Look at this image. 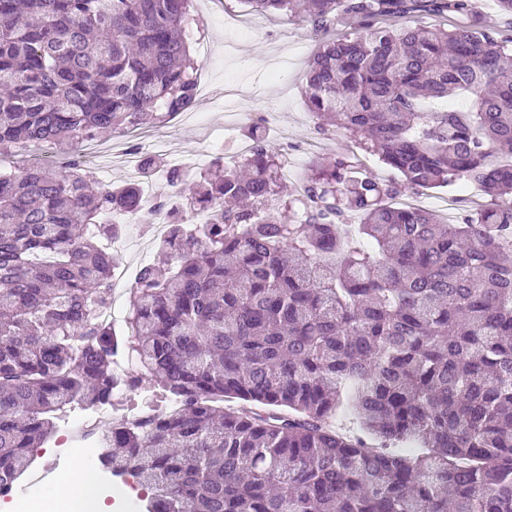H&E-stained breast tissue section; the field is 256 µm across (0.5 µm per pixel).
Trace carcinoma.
Listing matches in <instances>:
<instances>
[{"label": "carcinoma", "mask_w": 512, "mask_h": 512, "mask_svg": "<svg viewBox=\"0 0 512 512\" xmlns=\"http://www.w3.org/2000/svg\"><path fill=\"white\" fill-rule=\"evenodd\" d=\"M244 2L321 33L359 20L324 41L305 97L318 129L398 177L336 155L284 196L282 160L248 126V157L157 202L166 262L142 268L118 332L97 311L120 227L100 219L137 211L138 187H100L75 161L0 170V486L58 413L150 376L172 406L112 424L98 453L147 489L142 512H512V38L386 23L472 0ZM198 24L194 0H0V157L194 109ZM450 95L465 108L432 106ZM461 179L493 206L447 224L394 205ZM344 414L351 434L331 426Z\"/></svg>", "instance_id": "obj_1"}]
</instances>
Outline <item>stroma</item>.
Instances as JSON below:
<instances>
[{
  "mask_svg": "<svg viewBox=\"0 0 512 512\" xmlns=\"http://www.w3.org/2000/svg\"><path fill=\"white\" fill-rule=\"evenodd\" d=\"M196 7L204 29L195 46L197 108L163 126L94 141L95 153L84 163L100 184H119L126 154L146 140L154 141L156 157L168 166L203 171L216 158L232 159L252 123L267 129L271 147L298 180L317 159L355 152L341 134L318 132L306 105L305 76L319 40L302 17L258 14L244 0H196ZM451 195L456 203L449 207L439 191H415L408 198L451 224L490 202L479 187L463 180Z\"/></svg>",
  "mask_w": 512,
  "mask_h": 512,
  "instance_id": "stroma-1",
  "label": "stroma"
}]
</instances>
